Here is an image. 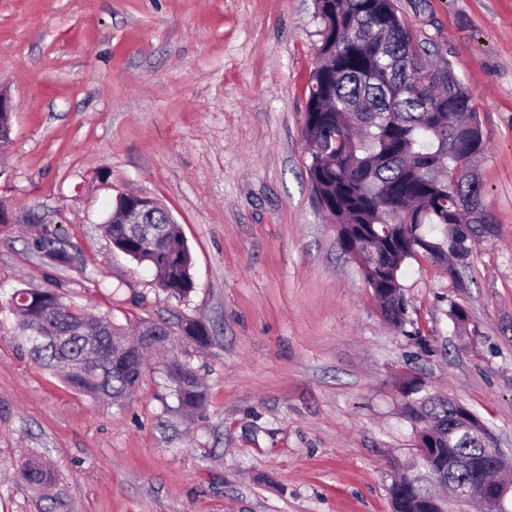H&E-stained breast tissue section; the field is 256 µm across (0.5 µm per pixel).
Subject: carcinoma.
I'll return each instance as SVG.
<instances>
[{
    "label": "carcinoma",
    "instance_id": "1",
    "mask_svg": "<svg viewBox=\"0 0 512 512\" xmlns=\"http://www.w3.org/2000/svg\"><path fill=\"white\" fill-rule=\"evenodd\" d=\"M320 45L311 71L302 134L310 148L307 176L322 209L336 223L341 247L356 259L372 284L381 317L404 324L400 272L419 255L444 264L460 260L482 239L496 233L483 203L482 185L473 171L485 153V141L470 92L444 58L429 60L428 43L418 39L401 15L397 0H314ZM141 204L122 194L113 205L104 232L114 249L155 272V284L169 298L186 300L194 290L191 253L181 225L156 202L148 216L160 239L146 244L137 225L122 224ZM29 245L59 266L81 262L80 253L52 224L30 225ZM30 350L42 366L62 369L66 384L95 400L123 402L139 388L145 371L144 350L210 344L206 326L196 320L173 328L149 319L140 322L131 345L123 327L107 317L84 313L55 288L16 289L10 298ZM166 374L179 407L204 408L201 383L180 386L194 373L187 360L170 359ZM422 411L435 430L428 459L418 457L414 478L389 488L392 512H426L432 483L429 471L459 483L495 478L509 466L487 460L482 471L459 465L483 451L478 430L470 426L445 393L422 390ZM32 489H48L56 476L40 457L19 471Z\"/></svg>",
    "mask_w": 512,
    "mask_h": 512
}]
</instances>
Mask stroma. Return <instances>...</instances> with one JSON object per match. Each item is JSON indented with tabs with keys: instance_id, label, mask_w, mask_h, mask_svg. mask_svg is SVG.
<instances>
[{
	"instance_id": "stroma-1",
	"label": "stroma",
	"mask_w": 512,
	"mask_h": 512,
	"mask_svg": "<svg viewBox=\"0 0 512 512\" xmlns=\"http://www.w3.org/2000/svg\"><path fill=\"white\" fill-rule=\"evenodd\" d=\"M472 93L495 236L461 278L402 269L405 323L382 320L306 168L302 136L321 36L314 0H0V512H40L22 456L53 465L63 512H390L414 438L417 379L476 413L512 458V0H398ZM135 191L172 213L195 289L183 302L113 251L101 224ZM83 263L28 247L29 213ZM61 288L87 312L205 322L190 363L205 409H178L160 356L120 405L67 388L30 355L7 299ZM470 315L466 331L450 316Z\"/></svg>"
}]
</instances>
